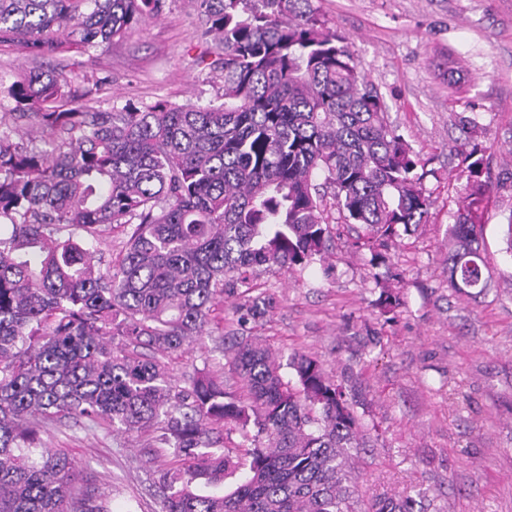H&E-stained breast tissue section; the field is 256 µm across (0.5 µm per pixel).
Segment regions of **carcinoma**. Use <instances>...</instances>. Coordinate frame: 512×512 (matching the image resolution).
Returning a JSON list of instances; mask_svg holds the SVG:
<instances>
[{
  "label": "carcinoma",
  "instance_id": "cac0c4a2",
  "mask_svg": "<svg viewBox=\"0 0 512 512\" xmlns=\"http://www.w3.org/2000/svg\"><path fill=\"white\" fill-rule=\"evenodd\" d=\"M311 2L194 0L200 62L224 78L219 105L102 110L73 97L62 69L0 79V512H111L43 447L45 423L78 418L157 427L179 461L164 512H427L411 496L361 503L351 450L366 447L362 420L317 359L290 357L292 382L261 343L235 342L243 401L201 371L178 386L158 358L202 334L218 296L263 316L249 277L326 253V197L375 268L426 223L435 171ZM163 7L0 0V46L34 58L102 50ZM486 152L462 153L448 226V288L469 298L488 287ZM114 224L129 228L117 266L100 240ZM390 277L373 274L387 321L403 305ZM227 428L247 442L236 454L216 450Z\"/></svg>",
  "mask_w": 512,
  "mask_h": 512
}]
</instances>
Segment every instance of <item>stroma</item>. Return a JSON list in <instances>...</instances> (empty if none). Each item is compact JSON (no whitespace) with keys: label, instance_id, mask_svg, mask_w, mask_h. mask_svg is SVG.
<instances>
[{"label":"stroma","instance_id":"obj_1","mask_svg":"<svg viewBox=\"0 0 512 512\" xmlns=\"http://www.w3.org/2000/svg\"><path fill=\"white\" fill-rule=\"evenodd\" d=\"M328 27L349 38L359 69L391 121L438 179L428 180L426 224L391 251L405 304L378 319L367 252L343 224L330 227L323 261L251 280L266 314L240 324L236 298L211 305L200 343L168 353L174 379L206 370L237 397L228 340H256L280 361L316 357L354 389L369 445L354 476L362 498L426 490L430 512H512V0H312ZM192 0H165L103 51L32 60L0 47V75L36 66L76 75L87 105L221 102L224 82L200 64ZM491 156L483 219L490 285L477 299L448 287V226L466 138ZM376 334V348L365 345ZM46 447L67 455L79 483L111 495L112 512H162L161 485L176 461L155 429L130 432L81 419L49 426Z\"/></svg>","mask_w":512,"mask_h":512}]
</instances>
